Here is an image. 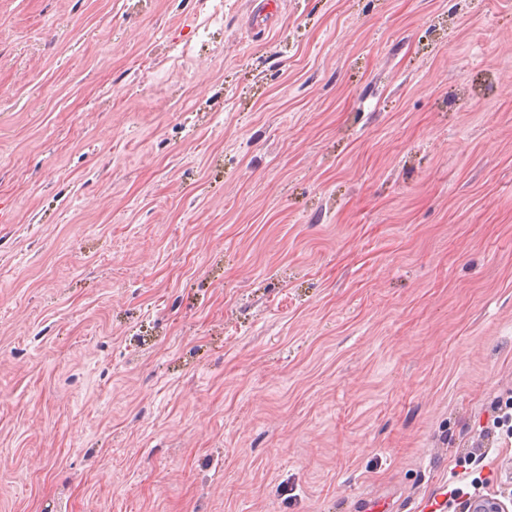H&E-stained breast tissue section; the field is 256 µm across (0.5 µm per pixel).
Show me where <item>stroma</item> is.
I'll use <instances>...</instances> for the list:
<instances>
[{
	"instance_id": "obj_1",
	"label": "stroma",
	"mask_w": 512,
	"mask_h": 512,
	"mask_svg": "<svg viewBox=\"0 0 512 512\" xmlns=\"http://www.w3.org/2000/svg\"><path fill=\"white\" fill-rule=\"evenodd\" d=\"M0 0V512H426L512 397V0Z\"/></svg>"
}]
</instances>
